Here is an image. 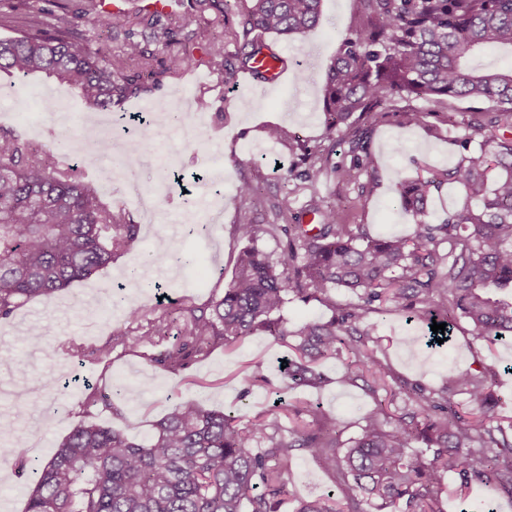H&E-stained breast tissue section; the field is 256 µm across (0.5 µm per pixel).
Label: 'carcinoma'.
Instances as JSON below:
<instances>
[{
    "label": "carcinoma",
    "instance_id": "1",
    "mask_svg": "<svg viewBox=\"0 0 512 512\" xmlns=\"http://www.w3.org/2000/svg\"><path fill=\"white\" fill-rule=\"evenodd\" d=\"M320 3L188 0L179 24L171 26L149 11H100L98 0L60 15L21 0L20 29L0 37V73L13 89L43 75L68 84L99 110H120L193 66L233 84L263 52L275 54L265 35L288 38L313 29ZM361 3L363 23L343 39L328 70L323 112L327 136L343 126L353 129L354 148L363 153L357 164L376 165L359 122L374 118L395 95L487 101L498 111L490 123L509 133L486 136L477 157L398 185L399 205L415 217L410 236L370 238L343 223L334 202L312 208L320 223L290 224L287 195L272 204L280 224H255L249 210L241 211L234 233L243 247L224 294L163 312L141 336L121 330L98 356L102 361L119 346H153L155 336L180 321L178 344L145 354L176 373L262 331L294 353L283 371L288 391L320 388L326 377L317 364L345 349L350 360L343 364V381L353 384L367 374L376 383L374 407L359 434L342 439L336 422L313 405L293 406L299 422L286 438L270 411L226 413L195 401L172 403L141 443L109 426L80 423L38 464L25 512H277L288 496L296 450L330 462L337 480L322 495L299 502L295 512H364L365 504L380 512H441L443 475L452 471L463 486L479 480L512 494V422H498V398L486 378L459 372L435 391L410 387L379 358L377 324L369 321L373 313L402 310L415 317L423 310L425 321L446 324L445 333L430 334V345L448 339L460 320L480 338L512 340V298L489 296L492 288H512V69L478 71L466 63L478 49H512V0ZM90 17L100 30L95 40L81 30ZM203 23L216 33L198 59ZM105 31H122L125 39L114 47ZM448 125L469 130L461 141L465 151L487 127L476 116L460 121L455 113L448 114ZM152 138L151 126L142 124L127 167L139 165ZM296 149L308 165L307 178L336 172L320 150L304 143ZM447 181L460 189L464 204L432 224L429 197ZM262 234L285 242L281 257L257 247ZM139 242L128 212L113 209L72 169L40 158L15 132L0 128V321L34 299L51 301ZM340 288L355 292L358 303L337 306ZM294 300H317L332 316L290 327L281 312ZM398 394L404 395L402 412L391 409ZM452 394L467 396L469 411L457 410ZM414 442L424 449L412 451Z\"/></svg>",
    "mask_w": 512,
    "mask_h": 512
}]
</instances>
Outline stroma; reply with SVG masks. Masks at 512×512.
I'll list each match as a JSON object with an SVG mask.
<instances>
[{"instance_id": "35a3bbf8", "label": "stroma", "mask_w": 512, "mask_h": 512, "mask_svg": "<svg viewBox=\"0 0 512 512\" xmlns=\"http://www.w3.org/2000/svg\"><path fill=\"white\" fill-rule=\"evenodd\" d=\"M320 9L321 22L309 32L288 39L268 36V43L288 61L287 72L275 84L238 76L228 91L198 67L131 100L121 114L94 116L73 90L46 79L32 80L12 99L0 102V125L12 128L34 148H51L55 160L63 165L80 163L82 155L76 147L96 117L107 125L113 141L128 144L136 138L132 113L149 105L165 110L175 101L186 100L190 106L184 119L197 128L195 139L187 141L178 125L156 126L150 163L133 169L121 165L120 154L99 157L86 179L104 200L130 212L140 226L138 248L120 255L91 279L73 283L52 302H30L0 322V438L20 435L26 440L20 459L8 462L0 478V512H24L28 492L38 479V461L50 457L78 423L104 420L142 441L175 400H196L224 410L243 394L251 412L267 408L271 390L281 385V363L289 351L261 333L231 348H216L177 375L133 352L113 356L107 366L74 358L69 352L73 344L89 351L102 348L113 331L125 327L129 307L156 303V284L166 286L171 300L186 304H203L223 295L241 247L233 226L247 206L236 192L237 183L247 178L258 187L263 200L253 211L258 224L276 223L272 204L287 195L292 199L294 223H307L314 201L324 199L335 201L344 211L345 223L359 225L369 237L407 236L415 224L398 205L399 183L430 169L452 167L460 160L463 131L449 126V113L493 114L492 104L465 98L393 97L365 127L368 148L377 159L375 168L358 166L350 134L325 137L321 113L325 75L342 40L359 27L360 4L359 0H321ZM46 98L58 101L57 112H44ZM271 123L327 152L336 173L314 180L301 178L304 166L298 155L289 152L287 145L265 139L264 129ZM131 180L156 197L155 224H147L128 195L126 186ZM371 180L377 189L369 195L363 187ZM211 210L219 217L208 232L189 234L187 223L193 215ZM156 253L169 254V261L151 265L150 276L128 278L129 263L148 262ZM35 324L43 330L37 347L21 341ZM425 332V322L408 320L405 312L380 316L374 333L380 358L410 385L428 389L439 388L452 372L494 369L490 385L502 399L499 413L512 417V374L505 371L512 364V344L487 345L464 327L455 330L452 344L416 349ZM319 367L327 383L296 391V398L317 402L343 438L356 436L374 402L371 390L361 382L344 383L339 359L323 360ZM253 371L267 376L268 386L245 387L242 378ZM76 374L104 381L114 412L86 411L88 393L80 386L60 393L37 388L44 377L64 379ZM125 385L138 387V395L119 394V387ZM335 478L322 459L297 452L288 476V499L278 512H294L298 501L324 493ZM442 488L444 512H473L476 505L486 503L493 505L494 512H512V495L499 487L474 482L464 489L457 476L449 474Z\"/></svg>"}]
</instances>
